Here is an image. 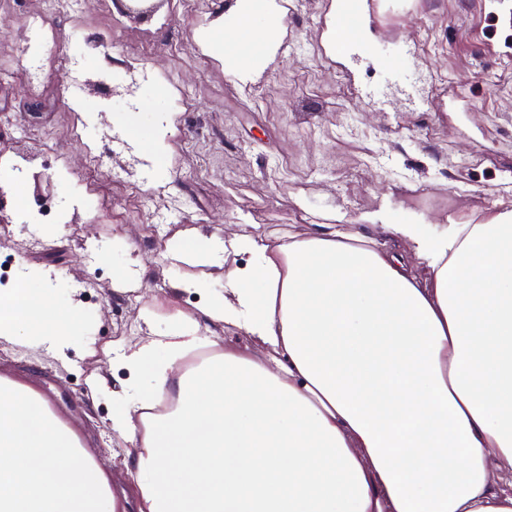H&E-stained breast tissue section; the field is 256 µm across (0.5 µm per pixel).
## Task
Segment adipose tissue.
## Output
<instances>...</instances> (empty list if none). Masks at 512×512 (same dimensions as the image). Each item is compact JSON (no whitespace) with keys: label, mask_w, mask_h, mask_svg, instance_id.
<instances>
[{"label":"adipose tissue","mask_w":512,"mask_h":512,"mask_svg":"<svg viewBox=\"0 0 512 512\" xmlns=\"http://www.w3.org/2000/svg\"><path fill=\"white\" fill-rule=\"evenodd\" d=\"M285 18L277 0H234L211 47L254 81ZM123 130L163 179L166 127L129 114ZM364 220L375 234L181 239L185 286L224 268L202 318L265 352L188 364L192 325L115 349L130 373L111 417L134 449L130 494L38 392L0 376V512H512V210L433 230ZM230 250L251 262L222 264ZM84 326L43 291L0 298L1 343L62 363Z\"/></svg>","instance_id":"ef3b65f1"}]
</instances>
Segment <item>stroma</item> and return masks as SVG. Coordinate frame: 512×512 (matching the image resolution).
Listing matches in <instances>:
<instances>
[{
    "mask_svg": "<svg viewBox=\"0 0 512 512\" xmlns=\"http://www.w3.org/2000/svg\"><path fill=\"white\" fill-rule=\"evenodd\" d=\"M52 0H0V154L25 152L36 129L50 156L23 170L15 192L33 208H54L63 231L15 224L0 234V260L18 287L48 286L70 303L82 294L85 329L67 367L40 349L20 358L0 348V374L37 384L60 417L98 450L113 490L130 487L127 446L113 442L112 393L129 378L111 361L113 347L148 330L164 332L177 313L196 317L214 293L174 290L187 271L172 259L183 232L210 240L240 228L278 239L320 224L369 233L365 214L436 226L475 223L512 209V0H394L376 19V41L411 49L406 65L424 72L419 105L387 107L368 87L392 89L376 70L341 66L326 49L333 0H287L286 29L275 60L242 84L204 42L226 0H196L195 9L160 0L150 16L117 15L112 0H82L78 14ZM42 18L73 69H45L40 93L26 81L31 18ZM137 82L141 92L104 99L100 85ZM163 88L174 125L167 178L145 187L146 159L113 124L134 109L142 123L143 92ZM52 173L54 193H34V173ZM105 199L85 209L84 181ZM201 351L225 348L262 356L237 328L208 324ZM108 388L92 393L96 376Z\"/></svg>",
    "mask_w": 512,
    "mask_h": 512,
    "instance_id": "stroma-1",
    "label": "stroma"
}]
</instances>
